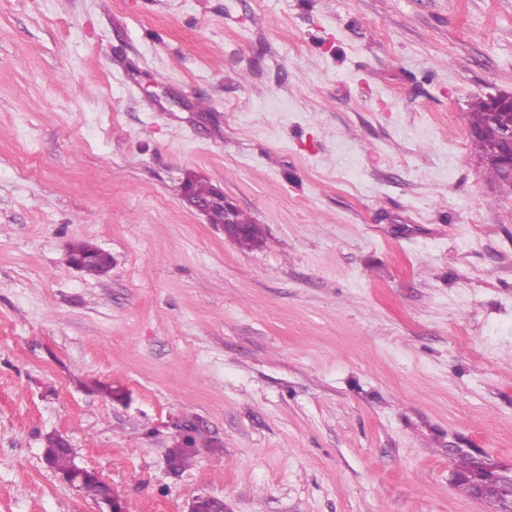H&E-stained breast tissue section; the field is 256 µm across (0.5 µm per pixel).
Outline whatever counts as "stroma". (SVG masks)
Segmentation results:
<instances>
[{"mask_svg": "<svg viewBox=\"0 0 512 512\" xmlns=\"http://www.w3.org/2000/svg\"><path fill=\"white\" fill-rule=\"evenodd\" d=\"M497 92L512 0H0V512H96L50 434L128 512H496L453 474L512 467ZM469 125L470 130L478 132L476 135L470 134L471 145L485 162L490 174L501 181L499 168L487 161L492 147L498 141L500 132V120L489 112L487 100H479L471 106ZM184 187H186L190 191L192 197H194L192 202H187V206L200 214H205L208 205L196 200H209L215 195V189L206 182H203L201 178L192 174H188L186 176ZM188 190L184 191L186 195L189 193ZM218 192L219 195L215 196L214 200L224 204V206L220 204H214L208 209L206 216L210 223L222 225L224 224V237L229 241L235 242V237L237 234V227L235 225L236 216L238 224L243 226V233L238 236L236 243L241 248L246 249H252L262 245L264 242V232L261 225L255 224L251 217L238 210L237 206L230 199H228L227 196L224 195L223 190H218ZM70 258L79 259L83 264L81 270L87 275L103 276L112 268V256L88 242H80L70 249ZM191 427L186 426L184 430L186 433L183 435V438L188 436L186 439H183L182 444H178L175 446V448H171L168 455V462L170 463L171 467H173L176 471H181L182 469L186 468L190 464V451L185 448L188 447V445H193L196 441L195 435H191V431H189ZM184 445V446H183Z\"/></svg>", "mask_w": 512, "mask_h": 512, "instance_id": "stroma-1", "label": "stroma"}]
</instances>
